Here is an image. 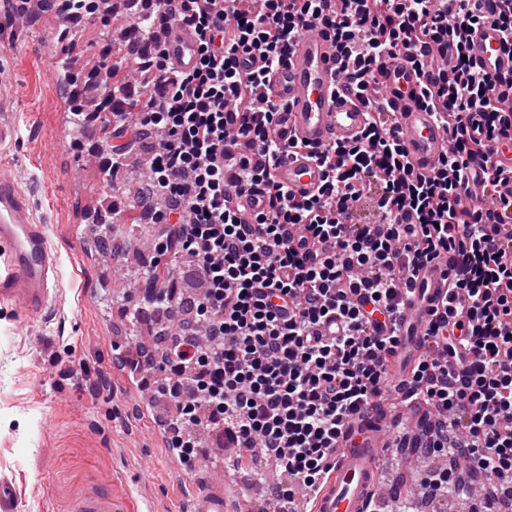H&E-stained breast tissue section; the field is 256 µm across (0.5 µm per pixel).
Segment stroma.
I'll return each instance as SVG.
<instances>
[{"label":"stroma","mask_w":512,"mask_h":512,"mask_svg":"<svg viewBox=\"0 0 512 512\" xmlns=\"http://www.w3.org/2000/svg\"><path fill=\"white\" fill-rule=\"evenodd\" d=\"M53 29L12 26L0 30V90H18L24 130L9 150L21 187L30 195L59 261L56 299L36 321L18 319L0 304V477L22 501V512H66L86 485L121 483L136 512H191L188 482L202 480L221 453L175 466L167 435L153 411L133 412L138 388L113 367L116 340L131 327L147 329L149 313L132 309L136 286L121 292L113 270L95 257L85 235L86 215L104 195L97 166L75 167L94 143L78 138L51 74ZM421 450L385 459L376 491L395 502L417 499L414 512H474L470 498L424 507L428 472ZM234 480L217 486L235 512H258L265 482L253 465H235Z\"/></svg>","instance_id":"35a3bbf8"}]
</instances>
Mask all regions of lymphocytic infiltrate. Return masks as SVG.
<instances>
[{
  "label": "lymphocytic infiltrate",
  "instance_id": "1",
  "mask_svg": "<svg viewBox=\"0 0 512 512\" xmlns=\"http://www.w3.org/2000/svg\"><path fill=\"white\" fill-rule=\"evenodd\" d=\"M125 19L118 32L138 49L124 63L139 82L111 83L120 63L106 51L85 81L101 86L96 109L114 135L150 146L146 194L110 201L108 213L138 208L162 225L148 277L175 250L202 286L184 295L171 272L134 304L180 325L130 362L164 373L157 390L175 414L163 429L179 461L205 455L197 430L215 431L276 471L263 512H298L327 484L351 425L387 397L414 271L447 254L448 295L425 332L438 353L403 382L429 414L418 448L442 459L427 494L470 491L464 461L512 512V197L499 192L512 167L498 159L512 152V75L465 57L469 33L487 23L512 54V0H135ZM172 21L198 37L191 71L170 67L159 31ZM308 31L331 41L340 89L369 119L353 141L312 148L325 178L298 200L273 170L300 145L272 139L285 107L264 91ZM252 53L262 68L246 67ZM393 59L419 73L410 97L449 136L432 167L411 158L380 80ZM472 179L483 185L476 201ZM254 191L261 210L232 204ZM404 212L413 223H399Z\"/></svg>",
  "mask_w": 512,
  "mask_h": 512
}]
</instances>
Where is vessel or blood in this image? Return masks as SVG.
I'll use <instances>...</instances> for the list:
<instances>
[{"instance_id":"vessel-or-blood-1","label":"vessel or blood","mask_w":512,"mask_h":512,"mask_svg":"<svg viewBox=\"0 0 512 512\" xmlns=\"http://www.w3.org/2000/svg\"><path fill=\"white\" fill-rule=\"evenodd\" d=\"M501 36L489 24L467 39L469 55L493 74L512 72V55L500 49ZM169 57L180 71H190L197 61L195 32L182 24L169 25L163 35ZM334 49L321 34L298 39L292 53L273 73L267 91L270 99L287 105L282 122L272 132L279 143L296 139L312 146L334 140H353L367 122L365 110L338 90L332 61ZM382 81L393 92L402 112V133L416 162L432 165L449 147V138L433 112L415 105L409 93L418 85L417 73L408 65L386 67ZM20 100L0 92V303L10 304L21 317H38L55 300L58 287L57 260L49 249L43 225L35 220L30 201L19 186L7 149L21 137ZM276 179L286 190L303 199L321 186L324 169L306 153L284 156ZM449 256L435 258L417 274L413 294L398 335L401 346L394 358L400 372H407L420 353L421 340L433 308L448 291ZM365 443L347 449L336 458V468L317 496L311 512H371L376 485L379 430H365ZM129 495L112 489L87 487L73 496L68 512H131Z\"/></svg>"}]
</instances>
